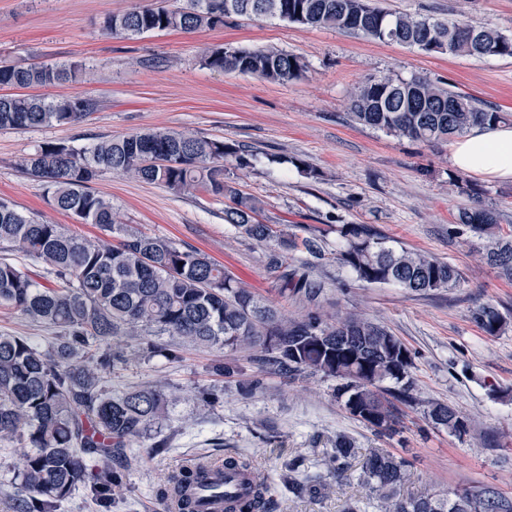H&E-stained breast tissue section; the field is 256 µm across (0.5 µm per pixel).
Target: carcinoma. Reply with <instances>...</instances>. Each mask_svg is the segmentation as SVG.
Segmentation results:
<instances>
[{"label":"carcinoma","instance_id":"obj_1","mask_svg":"<svg viewBox=\"0 0 512 512\" xmlns=\"http://www.w3.org/2000/svg\"><path fill=\"white\" fill-rule=\"evenodd\" d=\"M233 15L336 27L424 53L512 57V36L495 28L415 18L372 0H162L157 7L110 15L103 31L128 40L157 31L194 33L222 27L224 18ZM200 64L270 81L296 79L305 69L299 57L273 47L216 45L203 50ZM88 74L81 61H1L0 87H46L84 81ZM350 109L357 124L426 144L507 120L504 113L480 108L471 97L421 77L371 79L351 93ZM96 111L89 97L0 94V130L76 124ZM230 157L240 167L249 165L238 146L220 139L149 130L81 149L47 143L21 160L29 176L47 183L54 209L96 225L105 238L88 239L0 201V249L22 254L54 280L46 287L29 266L0 257V309L55 330L43 347L25 336L0 334V437L16 439L26 448L13 476L18 489L14 512H57L80 487L99 512H112L136 445L152 439L154 453L165 450L160 433L173 394L152 386L114 394L103 385L102 374L129 361L120 346L124 336L139 338L143 350L170 361L179 358L178 351L154 337L176 336L185 348L219 346L231 355L249 350L256 368L249 377L239 378L241 367L232 358L214 368L217 375L235 379L237 391L244 394L259 390L267 375L293 380L320 374L336 381L333 392L346 412L379 433L393 429L398 405L419 404L414 396L416 353L364 316L325 317L321 283L283 262L300 247L321 259L317 240L300 239L260 221L262 202L224 179V161ZM103 171L176 194L203 190L224 199L226 223L258 243L276 242L268 265L278 273V292L305 304V313L288 318L206 254L122 223L112 203L90 188ZM457 223L484 241L491 266L512 277V239L501 234L494 209L464 207ZM336 233L341 241L336 261L359 282L395 285L414 295L461 284L459 272L448 262L396 249L365 224H338ZM108 236L116 242L106 240ZM473 318L491 336L506 325L492 302L480 304ZM423 413L458 437L470 430V419L445 402L429 401ZM357 454L354 442L339 435L326 449V465L340 474ZM284 467L288 493H319L320 481L306 473L303 456L289 457ZM224 475L238 477L245 487L243 494L224 498V512H276L275 489L256 477L249 457L224 455ZM211 478L212 472L205 470L173 471L160 499L167 501L175 489L190 512L186 492ZM359 479L378 512H512V496L490 486L457 490L451 498L437 492L406 494L408 461L380 449L364 456Z\"/></svg>","mask_w":512,"mask_h":512}]
</instances>
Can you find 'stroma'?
I'll use <instances>...</instances> for the list:
<instances>
[{
	"label": "stroma",
	"instance_id": "stroma-1",
	"mask_svg": "<svg viewBox=\"0 0 512 512\" xmlns=\"http://www.w3.org/2000/svg\"><path fill=\"white\" fill-rule=\"evenodd\" d=\"M153 0H0V59L58 63L81 61L89 80L40 88L49 98H94L98 109L81 123L0 130V201L21 213L98 236L47 202L45 183L28 177L21 159L47 143L83 148L106 137L146 130L186 131L246 147L250 164L224 167L226 179L263 202L268 224H290L298 237H313L324 252L311 266L306 251L288 253L291 268H309L322 282L323 311L338 317L357 311L383 323L416 353L414 376L422 399L444 401L471 420L462 437L434 428L421 408L406 409L399 433L375 434L351 417L333 396L334 380L305 375L292 381L265 379L253 395L213 376L222 348L182 350L172 362L135 354L105 376L121 392L143 386L176 390L163 430L169 448L155 455L138 451L112 512H162L158 492L175 464L185 458L239 451L256 475L277 490V512H340L347 499L368 491L358 468L327 470L325 448L336 436L351 438L360 454L381 448L411 463V491H448L488 485L512 494V280L489 265L480 240L457 224L463 205L495 208L503 235L512 236V182L466 177L474 196L462 195L449 160L450 146H428L353 125L349 96L368 80L391 76L429 79L463 91L482 106L512 113V57L474 58L426 54L396 43L366 39L337 28H307L277 18L227 19L224 27L198 33L152 32L134 40L102 30L108 15L147 6ZM419 18L487 23L512 35V0H382ZM212 45L241 49L274 46L300 57V78L270 82L249 74L201 66ZM304 160L320 179L294 166ZM109 198L123 223L142 233L191 247L223 264L251 291L283 314L304 312L302 303L282 298L265 265L267 246L224 221V204L207 193L175 194L120 174L106 172L92 184ZM336 224H366L391 246L424 251L456 266L460 287L412 295L394 285H367L351 278L335 259ZM485 301L507 324L491 336L473 320ZM216 387L223 394L209 407L194 391ZM303 454L323 488L309 498L289 496L283 463Z\"/></svg>",
	"mask_w": 512,
	"mask_h": 512
}]
</instances>
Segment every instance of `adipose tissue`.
I'll return each mask as SVG.
<instances>
[{
    "label": "adipose tissue",
    "mask_w": 512,
    "mask_h": 512,
    "mask_svg": "<svg viewBox=\"0 0 512 512\" xmlns=\"http://www.w3.org/2000/svg\"><path fill=\"white\" fill-rule=\"evenodd\" d=\"M459 171L488 182H512V126L476 127L450 146Z\"/></svg>",
    "instance_id": "adipose-tissue-1"
}]
</instances>
